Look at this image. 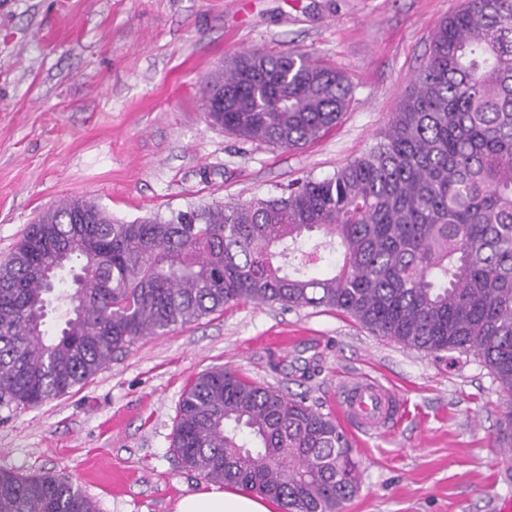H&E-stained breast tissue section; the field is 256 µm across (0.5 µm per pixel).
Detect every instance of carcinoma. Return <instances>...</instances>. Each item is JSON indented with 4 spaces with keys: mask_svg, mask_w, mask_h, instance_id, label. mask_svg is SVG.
<instances>
[{
    "mask_svg": "<svg viewBox=\"0 0 512 512\" xmlns=\"http://www.w3.org/2000/svg\"><path fill=\"white\" fill-rule=\"evenodd\" d=\"M213 91L224 92L213 125L289 150L336 126L351 101L343 72L298 51L239 54ZM79 214L88 223H73ZM313 232L322 240L304 247ZM335 245L334 268L310 274ZM63 259L74 288L49 277ZM74 300L48 335L50 304ZM239 301L332 309L436 356L476 355L511 403L497 441L512 447V0H462L376 143L331 177L131 222L84 196L44 212L0 263V402L65 395L138 340ZM171 451L284 512H343L358 491L334 418L222 367L185 390ZM0 512L98 508L53 475L0 469Z\"/></svg>",
    "mask_w": 512,
    "mask_h": 512,
    "instance_id": "carcinoma-1",
    "label": "carcinoma"
}]
</instances>
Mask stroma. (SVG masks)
Returning a JSON list of instances; mask_svg holds the SVG:
<instances>
[{
	"label": "stroma",
	"mask_w": 512,
	"mask_h": 512,
	"mask_svg": "<svg viewBox=\"0 0 512 512\" xmlns=\"http://www.w3.org/2000/svg\"><path fill=\"white\" fill-rule=\"evenodd\" d=\"M460 0H0V262L68 196L132 221L246 202L324 178L383 131L432 34ZM255 49L344 72L336 127L295 150L210 125L205 78ZM222 366L335 414L341 382L397 389L392 433L352 439L359 490L343 512H495L506 404L475 355L439 358L343 313L241 302L137 341L70 393L0 403V469L70 480L99 512H173L208 489L171 453L185 388Z\"/></svg>",
	"instance_id": "obj_1"
}]
</instances>
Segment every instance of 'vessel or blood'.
<instances>
[{"label":"vessel or blood","mask_w":512,"mask_h":512,"mask_svg":"<svg viewBox=\"0 0 512 512\" xmlns=\"http://www.w3.org/2000/svg\"><path fill=\"white\" fill-rule=\"evenodd\" d=\"M403 410L404 399L397 391L367 376L343 382L336 404L342 424L368 438L390 433Z\"/></svg>","instance_id":"b4317fda"}]
</instances>
